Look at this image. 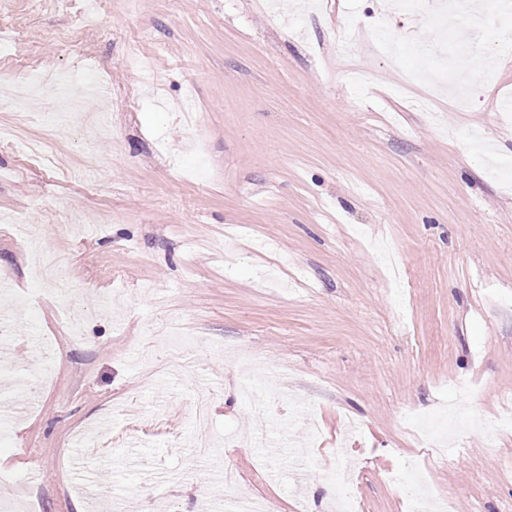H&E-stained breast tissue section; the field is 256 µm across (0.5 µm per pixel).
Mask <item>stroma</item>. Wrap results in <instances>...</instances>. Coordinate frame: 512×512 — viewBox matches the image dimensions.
I'll return each mask as SVG.
<instances>
[{
    "instance_id": "35a3bbf8",
    "label": "stroma",
    "mask_w": 512,
    "mask_h": 512,
    "mask_svg": "<svg viewBox=\"0 0 512 512\" xmlns=\"http://www.w3.org/2000/svg\"><path fill=\"white\" fill-rule=\"evenodd\" d=\"M452 3L0 0V504L297 512L348 470L357 512H512V13ZM32 69L80 112L16 109Z\"/></svg>"
}]
</instances>
